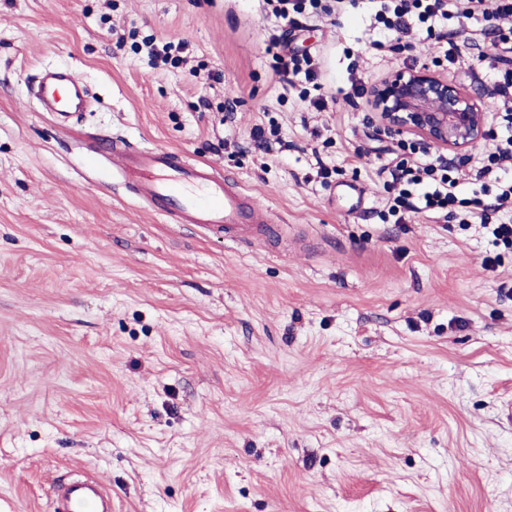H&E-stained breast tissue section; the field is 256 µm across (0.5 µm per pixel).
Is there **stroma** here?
<instances>
[{
  "label": "stroma",
  "mask_w": 512,
  "mask_h": 512,
  "mask_svg": "<svg viewBox=\"0 0 512 512\" xmlns=\"http://www.w3.org/2000/svg\"><path fill=\"white\" fill-rule=\"evenodd\" d=\"M275 29L318 59L325 110L280 83ZM394 39L365 0L303 30L262 0H0V512H51L76 471L113 512H512V249L476 219L387 220L414 137L369 89L438 55L374 46ZM476 42L443 72L480 94ZM61 68L81 122L28 93ZM103 135L223 170L275 237L168 223Z\"/></svg>",
  "instance_id": "stroma-1"
}]
</instances>
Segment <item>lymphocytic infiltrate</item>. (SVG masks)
<instances>
[{"mask_svg": "<svg viewBox=\"0 0 512 512\" xmlns=\"http://www.w3.org/2000/svg\"><path fill=\"white\" fill-rule=\"evenodd\" d=\"M268 13L277 20L299 29L307 21L324 13L322 0H264ZM372 25L402 37L419 29L440 40V54L445 61L456 62L460 48L458 32L479 27L482 35L492 36L503 50L512 51V0H372ZM502 128L489 131L490 150L477 168L470 198L471 214L487 217L489 211H512V70H504L496 85L492 103ZM399 187L388 209L396 217L407 210L447 217L454 205L460 183L454 167L443 157L420 152L414 164L398 161L391 169ZM496 189L493 204H485L487 186Z\"/></svg>", "mask_w": 512, "mask_h": 512, "instance_id": "obj_1", "label": "lymphocytic infiltrate"}]
</instances>
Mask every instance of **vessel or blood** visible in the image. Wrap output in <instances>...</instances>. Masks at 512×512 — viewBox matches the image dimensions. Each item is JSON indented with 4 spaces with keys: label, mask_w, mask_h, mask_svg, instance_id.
<instances>
[{
    "label": "vessel or blood",
    "mask_w": 512,
    "mask_h": 512,
    "mask_svg": "<svg viewBox=\"0 0 512 512\" xmlns=\"http://www.w3.org/2000/svg\"><path fill=\"white\" fill-rule=\"evenodd\" d=\"M39 92L48 109L67 117H79L86 108L85 85L71 69L43 72ZM92 151L111 162L135 195L171 223L191 224L246 243L269 232L266 209L210 164L108 136L94 142ZM52 512H112V495L95 477L60 482L53 489Z\"/></svg>",
    "instance_id": "b4317fda"
}]
</instances>
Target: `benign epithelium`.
Returning <instances> with one entry per match:
<instances>
[{"label": "benign epithelium", "mask_w": 512, "mask_h": 512, "mask_svg": "<svg viewBox=\"0 0 512 512\" xmlns=\"http://www.w3.org/2000/svg\"><path fill=\"white\" fill-rule=\"evenodd\" d=\"M379 126L389 134L416 133L428 148L461 157L484 139L479 98L428 67L399 71L371 90Z\"/></svg>", "instance_id": "1"}]
</instances>
